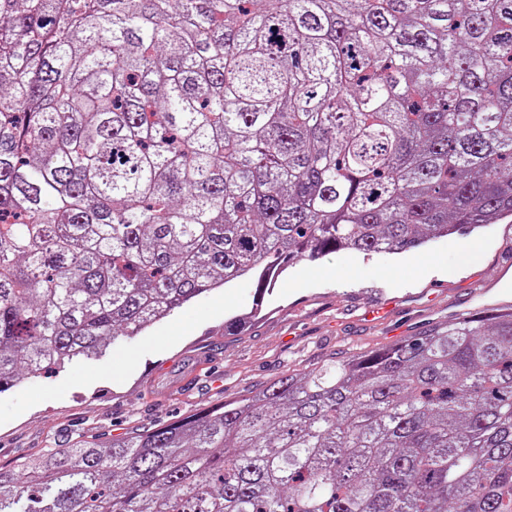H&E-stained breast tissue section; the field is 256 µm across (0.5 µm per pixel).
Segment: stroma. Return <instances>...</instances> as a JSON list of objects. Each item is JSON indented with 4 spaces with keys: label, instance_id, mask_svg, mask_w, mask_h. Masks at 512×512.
Here are the masks:
<instances>
[{
    "label": "stroma",
    "instance_id": "1",
    "mask_svg": "<svg viewBox=\"0 0 512 512\" xmlns=\"http://www.w3.org/2000/svg\"><path fill=\"white\" fill-rule=\"evenodd\" d=\"M506 279L512 222L428 239L403 254L340 252L287 269L264 316L235 334L255 286L242 278L110 347L106 357L47 368L0 395V466L83 437L125 435L263 388L289 371L390 343L448 321L478 291Z\"/></svg>",
    "mask_w": 512,
    "mask_h": 512
}]
</instances>
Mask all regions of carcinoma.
I'll list each match as a JSON object with an SVG mask.
<instances>
[{
	"instance_id": "1",
	"label": "carcinoma",
	"mask_w": 512,
	"mask_h": 512,
	"mask_svg": "<svg viewBox=\"0 0 512 512\" xmlns=\"http://www.w3.org/2000/svg\"><path fill=\"white\" fill-rule=\"evenodd\" d=\"M509 218L512 0H0V393ZM0 512H512V311L0 466Z\"/></svg>"
}]
</instances>
